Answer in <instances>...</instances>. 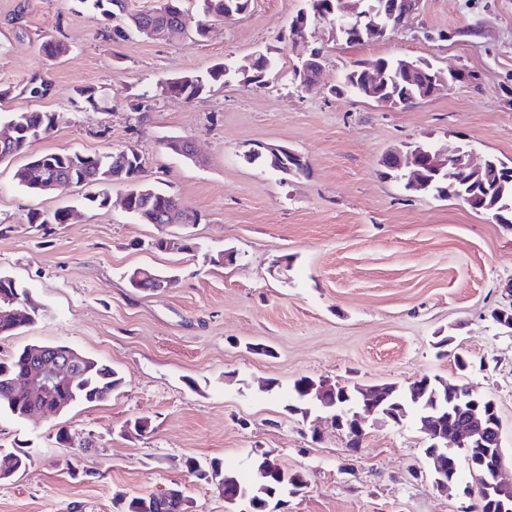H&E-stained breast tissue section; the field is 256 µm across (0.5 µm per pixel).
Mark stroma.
Wrapping results in <instances>:
<instances>
[{
  "label": "stroma",
  "mask_w": 512,
  "mask_h": 512,
  "mask_svg": "<svg viewBox=\"0 0 512 512\" xmlns=\"http://www.w3.org/2000/svg\"><path fill=\"white\" fill-rule=\"evenodd\" d=\"M303 0H251L213 21L205 39L115 45L77 0H0V127L11 113H56L35 153H102L134 145L148 180L177 196L189 224H142L122 207L82 208L83 187L36 194L0 164V272L27 288L35 324L0 340V357L30 344L63 343L117 369L125 383L105 400L23 420L0 414V450L26 451L23 474L0 481V512H115L116 496L185 485L192 512H231L215 485L194 481L188 459L246 471L253 450L303 473V494L282 512H472L468 472L451 489L434 483L414 419L366 417L349 454L328 414L288 409L294 381L406 385L424 376L492 396L512 460V335L491 318L512 295V226L454 199L413 193L387 176L382 157L423 143L464 147L512 165V0H421L384 38L350 45L316 23L324 47L317 82L293 70L304 52L289 39ZM49 38L66 55L42 50ZM275 62L265 82H243L254 54ZM426 58L466 81L404 108L335 95L358 59ZM223 62L235 76L184 103L161 94L174 75ZM49 87L30 97V83ZM103 91L95 110L79 88ZM144 104V113L132 112ZM190 139L197 162L162 148ZM284 145L309 170L286 175L248 158L254 144ZM77 209L43 234L30 211ZM160 236L199 243L194 253L153 248ZM232 249L236 261L213 264ZM136 268L168 273L154 293L132 288ZM449 337L445 349L437 341ZM467 354L473 366L455 367ZM145 418L150 433L130 424ZM67 429L71 443L56 439ZM90 451H82V442Z\"/></svg>",
  "instance_id": "1"
}]
</instances>
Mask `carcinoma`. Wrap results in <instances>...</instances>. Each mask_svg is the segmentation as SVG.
Returning <instances> with one entry per match:
<instances>
[{"label":"carcinoma","instance_id":"1","mask_svg":"<svg viewBox=\"0 0 512 512\" xmlns=\"http://www.w3.org/2000/svg\"><path fill=\"white\" fill-rule=\"evenodd\" d=\"M91 14L92 21L100 34L115 44L127 41L131 36L153 26L168 30L169 37L179 38L187 34L188 12L185 0H158L154 7L130 12L127 0H79ZM251 0H192L198 13L194 34L203 39L208 33V22L212 17H225L247 11ZM389 0H360L361 33L338 32L349 44L371 42L381 39L382 30L395 27L387 16L386 4ZM369 66L384 70L383 84L374 88L366 83L365 71ZM435 69L427 60L407 58H384L359 61L352 64L344 73L339 92L350 93L357 97L378 102L392 99L405 107L415 100L428 96L427 87ZM227 77L224 63L213 65L204 75L182 74L162 83V93L169 97L191 103L211 88L222 84ZM77 94L92 109H101L106 99L101 90L81 88ZM58 116L52 112L31 110L18 112L11 116L8 125H16L14 138L4 143L0 141V162L10 161L25 154L33 140L28 131L37 129L42 133L51 132L57 124ZM503 162L489 157L487 166L480 172H466L458 179L444 178L430 169L424 170L422 193L442 200L456 198L464 194L470 197L471 209L477 212H492L499 216L500 223L512 224V175L506 178L494 174L502 168ZM53 179L72 182L90 187L92 191L84 195L85 206L89 209H103L106 199L111 196L112 188L119 186L130 193L128 213L141 224H185L189 214L178 199L155 188L144 179L143 160L139 150L129 151V155H119L112 150L105 153H83L79 151L50 152L29 156L28 162L19 168L15 177L18 183L28 190L39 193L45 191L44 174ZM71 210L63 207L51 213L33 210L28 214V223L40 227L46 224H67ZM160 273L146 268H136L129 274L132 287L144 291L151 290L157 284ZM0 307L11 309V314H0V337L16 335L32 326L38 315V308L29 297V292L15 278L0 274ZM54 349L61 351L64 344L30 345L16 351L7 359L0 360V413L5 412L17 419H24L30 411L41 406V401L29 396L20 386V377L33 369L34 349ZM124 382L120 373L99 360L83 356L74 369L73 377L62 381L56 389L53 400L63 411L84 404L106 399L117 391ZM329 390L337 401L344 399L350 404L363 401L364 391L360 387L326 385L324 381L303 376L294 381L291 387L293 404L289 409H313L321 406L317 398L319 389ZM472 400L479 403V410L492 426L499 419L495 400L489 395L471 394L464 385L450 386L438 378L423 377L406 387L391 385L386 387V398L381 411L403 419L412 415L418 422L426 420H446L450 426L460 425L455 407ZM502 453L499 448H485L477 438L466 440L464 447L457 451H448V456L464 455L469 457L472 469L469 475L479 487V499L475 512H512V489L501 491L496 487L483 484L482 477L487 476L496 465ZM31 463L18 451H0V480L10 479L26 469ZM253 468L257 480L253 484L243 482L235 472L224 469L218 459L211 460L207 471L194 464L189 465V473L197 480L209 475L212 482L222 486L237 485L244 487L258 498H266L265 490L281 487L285 480L288 487L306 485L305 476L300 472L290 473L283 469L270 453L264 452L254 459ZM116 512H186L189 497L183 488L174 486L173 492L136 496L130 499L120 497L115 500Z\"/></svg>","mask_w":512,"mask_h":512}]
</instances>
